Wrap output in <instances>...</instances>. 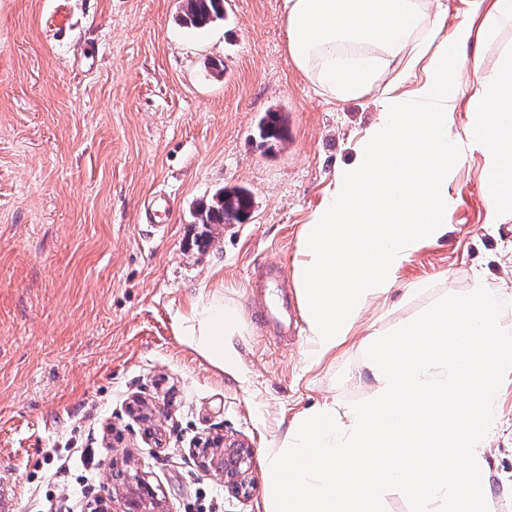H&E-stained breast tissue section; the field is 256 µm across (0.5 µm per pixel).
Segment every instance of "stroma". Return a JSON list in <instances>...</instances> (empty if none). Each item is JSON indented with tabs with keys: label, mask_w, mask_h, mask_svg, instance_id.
I'll list each match as a JSON object with an SVG mask.
<instances>
[{
	"label": "stroma",
	"mask_w": 512,
	"mask_h": 512,
	"mask_svg": "<svg viewBox=\"0 0 512 512\" xmlns=\"http://www.w3.org/2000/svg\"><path fill=\"white\" fill-rule=\"evenodd\" d=\"M180 14V0H0V497L13 512L111 502L107 472L128 463L166 512H263L267 456L294 421L370 394L373 331L479 281L512 321V215L488 221L463 96L448 236L414 252L388 302L324 357L309 355L305 328L266 333L251 281L276 264L271 294L298 296L302 228L379 106L372 92L332 100L292 63L281 0H224L198 29ZM473 30L466 65L493 70L512 25L490 33L479 17ZM272 111L288 134L269 149L257 126ZM234 187L251 192L250 219L201 246L198 208ZM159 191L170 209L157 230L144 211ZM219 283L244 325L232 374L176 331ZM496 409L486 502L512 512V376ZM217 434L251 448L249 497L202 468L195 447Z\"/></svg>",
	"instance_id": "obj_1"
}]
</instances>
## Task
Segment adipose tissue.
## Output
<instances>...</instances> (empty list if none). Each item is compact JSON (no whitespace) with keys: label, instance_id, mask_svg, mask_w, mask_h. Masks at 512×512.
<instances>
[{"label":"adipose tissue","instance_id":"ef3b65f1","mask_svg":"<svg viewBox=\"0 0 512 512\" xmlns=\"http://www.w3.org/2000/svg\"><path fill=\"white\" fill-rule=\"evenodd\" d=\"M288 55L331 99L377 91L379 119L340 168L309 216L294 280L305 307L310 354L320 358L349 336L366 308L385 297L402 263L448 233V170L458 161L448 114L468 86L470 120L487 167L489 219L512 205V56L491 73L462 72L473 20L512 25V0H470L448 36L442 0H283ZM426 78L415 100L397 88L418 64ZM184 344L219 371H235L242 333L222 288L203 290L177 322Z\"/></svg>","mask_w":512,"mask_h":512}]
</instances>
